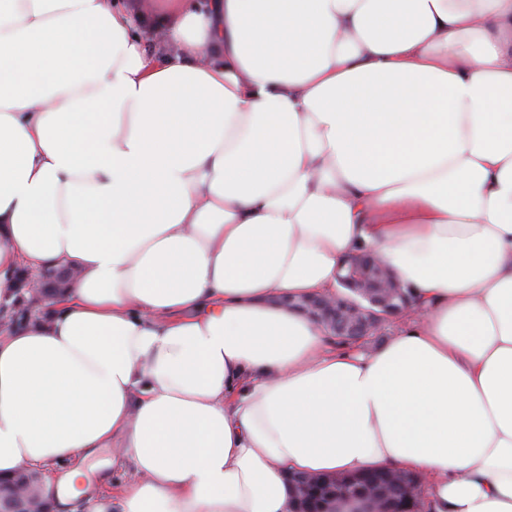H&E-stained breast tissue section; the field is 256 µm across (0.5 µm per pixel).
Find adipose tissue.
Returning <instances> with one entry per match:
<instances>
[{"label": "adipose tissue", "instance_id": "1", "mask_svg": "<svg viewBox=\"0 0 512 512\" xmlns=\"http://www.w3.org/2000/svg\"><path fill=\"white\" fill-rule=\"evenodd\" d=\"M360 250L415 299L371 351L299 310ZM48 267L0 474L55 512H512V0H0V301ZM323 479L311 477L306 474L293 473L289 481L293 486L305 493V495L296 500L295 512H316V492L317 488L323 483Z\"/></svg>", "mask_w": 512, "mask_h": 512}]
</instances>
